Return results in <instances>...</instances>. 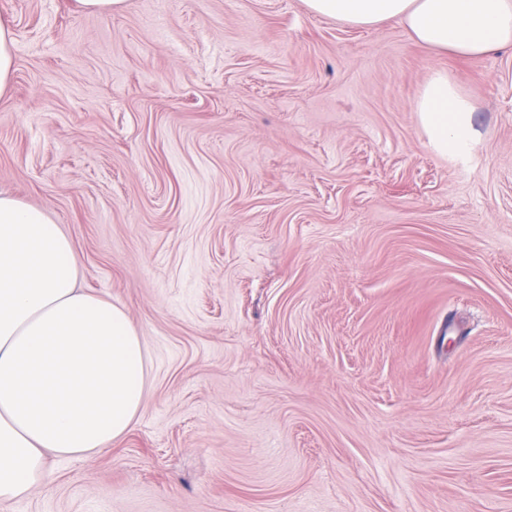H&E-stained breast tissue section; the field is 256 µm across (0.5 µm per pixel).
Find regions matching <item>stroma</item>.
<instances>
[{
	"label": "stroma",
	"mask_w": 512,
	"mask_h": 512,
	"mask_svg": "<svg viewBox=\"0 0 512 512\" xmlns=\"http://www.w3.org/2000/svg\"><path fill=\"white\" fill-rule=\"evenodd\" d=\"M0 193L148 363L128 433L0 512H512V49L303 0H0ZM446 70L475 145H427ZM14 65V44L9 29L0 23V95L10 85ZM419 127L428 146L441 156L461 157L476 142L475 106L448 78V72L433 71L415 100Z\"/></svg>",
	"instance_id": "obj_1"
}]
</instances>
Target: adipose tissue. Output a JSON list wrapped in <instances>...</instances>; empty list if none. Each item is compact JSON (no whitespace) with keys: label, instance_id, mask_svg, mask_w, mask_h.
I'll list each match as a JSON object with an SVG mask.
<instances>
[{"label":"adipose tissue","instance_id":"obj_1","mask_svg":"<svg viewBox=\"0 0 512 512\" xmlns=\"http://www.w3.org/2000/svg\"><path fill=\"white\" fill-rule=\"evenodd\" d=\"M351 26L398 20L460 57L512 47V0H304ZM414 110L428 146L452 158L477 138L475 106L433 71ZM146 348L125 310L77 286L71 239L43 211L0 195V505L49 482L56 460L122 438L142 406Z\"/></svg>","mask_w":512,"mask_h":512}]
</instances>
